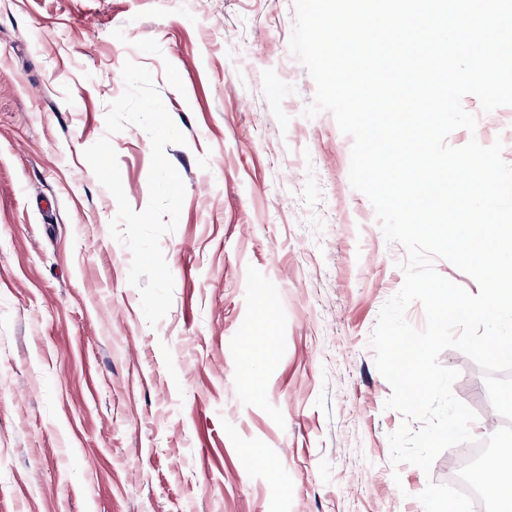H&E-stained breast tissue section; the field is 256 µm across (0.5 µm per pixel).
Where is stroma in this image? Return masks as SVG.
Returning <instances> with one entry per match:
<instances>
[{
	"label": "stroma",
	"instance_id": "obj_1",
	"mask_svg": "<svg viewBox=\"0 0 512 512\" xmlns=\"http://www.w3.org/2000/svg\"><path fill=\"white\" fill-rule=\"evenodd\" d=\"M294 20V0H0V512H424L428 482L454 483L458 447L427 473L392 461L369 338L406 250L350 184L352 137L304 115ZM128 60L186 137L154 326L83 156L109 137L146 208L150 138L105 126ZM463 107L476 129L448 144L499 139L512 165V120ZM439 361L489 437L482 370Z\"/></svg>",
	"mask_w": 512,
	"mask_h": 512
}]
</instances>
